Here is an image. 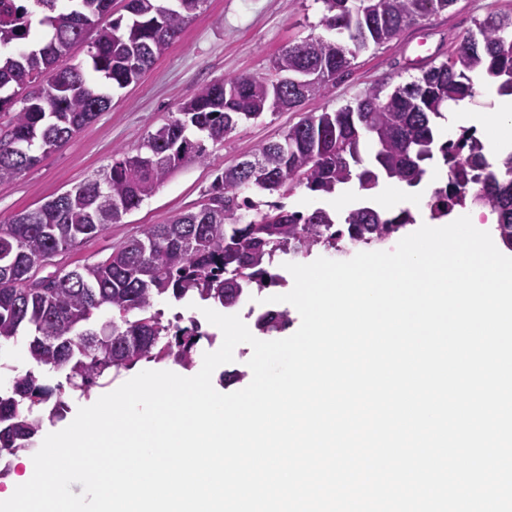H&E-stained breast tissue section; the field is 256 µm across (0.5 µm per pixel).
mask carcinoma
<instances>
[{
	"mask_svg": "<svg viewBox=\"0 0 512 512\" xmlns=\"http://www.w3.org/2000/svg\"><path fill=\"white\" fill-rule=\"evenodd\" d=\"M59 2L33 0L36 10L19 8L16 17L0 19V112L10 114L0 123V182L35 165L109 107L110 97L89 72L117 88L139 81L205 0H127L126 24L111 18L112 0ZM343 2L322 0V24L332 36L307 38L274 61L278 74L326 73L305 88L307 98L349 71L359 53L456 0H372L373 8L353 16ZM91 10L98 30L87 45V72L69 63L67 53L84 41ZM474 26L447 60L421 77L386 94L372 88L354 106L306 114L280 140L219 172L197 209L168 224L144 225L102 261L38 275L59 252L139 208L184 163L205 161V142H224L239 124L269 111L276 97L286 110L298 107L297 94L264 77L238 75L201 86L145 137L137 154L113 159L82 191L61 193L0 224V350L23 344L36 367L64 376L83 395L143 362L190 367L199 326L193 319L185 326L163 319L159 300L233 307L247 290L280 283L271 268L283 256L308 255L318 246L338 251L344 240L385 242L414 223L410 211L364 205L339 217L321 207L289 211L280 199L297 186L330 196L354 180L366 192L383 179L414 187L437 154L448 182L434 191L430 219L468 205L488 208L512 248V152L494 165L474 129L462 127L454 138L439 133L448 107L475 97V77L512 96V17L491 12ZM255 165L267 181L248 175ZM288 323L285 312L256 319L263 334ZM64 386L43 385L28 369L0 389V455L35 449L44 422L68 410Z\"/></svg>",
	"mask_w": 512,
	"mask_h": 512,
	"instance_id": "obj_1",
	"label": "carcinoma"
}]
</instances>
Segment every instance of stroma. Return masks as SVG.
I'll return each instance as SVG.
<instances>
[{"label":"stroma","mask_w":512,"mask_h":512,"mask_svg":"<svg viewBox=\"0 0 512 512\" xmlns=\"http://www.w3.org/2000/svg\"><path fill=\"white\" fill-rule=\"evenodd\" d=\"M491 12L512 15V0H456L447 10L406 27L392 41L361 53L348 74L300 109L264 115L238 126L223 143L209 145L205 161L183 165L105 233L60 252L56 267L70 270L105 259L143 225L169 223L198 206L220 170L249 158L258 146L280 140L304 114L355 104L374 86L393 88L411 82L423 71L417 55L429 54L428 63L433 65L444 61L473 29L475 20ZM323 15L321 0H205L138 83L112 90L109 108L64 146L42 156L18 177L0 182V222L90 178L110 165L115 153H136L147 133L170 118L202 85L241 74L272 76L274 59L289 45L324 34ZM284 292L281 286L249 291L233 311L250 327L258 314L282 310L293 325H300L296 309H284L275 301Z\"/></svg>","instance_id":"stroma-1"}]
</instances>
